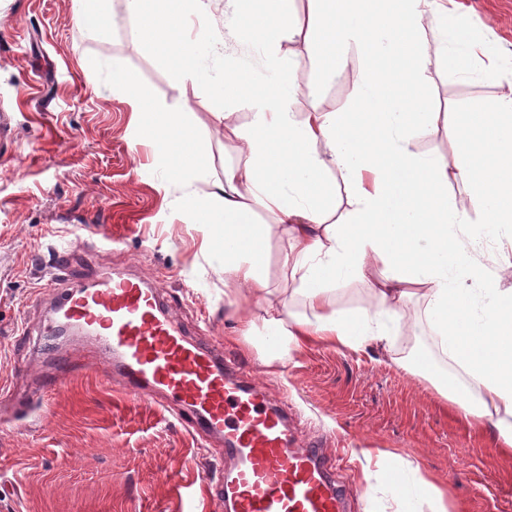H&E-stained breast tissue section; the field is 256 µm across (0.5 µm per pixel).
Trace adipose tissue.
Returning <instances> with one entry per match:
<instances>
[{"mask_svg": "<svg viewBox=\"0 0 512 512\" xmlns=\"http://www.w3.org/2000/svg\"><path fill=\"white\" fill-rule=\"evenodd\" d=\"M240 39L269 50L293 32L291 0H230ZM128 15L154 46L159 66L183 77L205 70L214 42H189L193 22H205L209 0H126ZM435 0H309L306 37L310 57L343 66V45L354 41L365 61V78L354 108L308 113L298 121L288 109L285 65L270 57V77L255 85L247 71L228 67L218 86L225 97L256 103L247 133L237 138L242 166L228 168L203 198L192 197L209 251L220 260L229 304L246 303V324L262 325L265 363L289 358L305 343L363 351L384 347L401 331L426 322L439 352L464 381L432 372L427 358L405 369L430 382L464 420L488 435L497 450L512 452V287H503L476 256L484 238L512 237V96L448 113L458 151L452 160L429 158L410 147L408 131H428L439 118L424 95L416 33L434 13ZM440 26L448 64L465 70L477 54L473 32L444 12ZM113 81L132 106L134 129L159 152L176 179L205 177L210 156L196 128L180 112H164L125 71ZM337 168L356 200L345 219H335ZM468 184L480 222L460 237L469 219L448 195L450 181ZM278 217L260 224L255 206ZM283 237L285 265L298 282L310 313L296 316L287 300L272 301L265 278L268 242ZM367 286L363 308L330 311L332 286ZM424 298L422 317L407 313L412 297ZM363 472L378 469L392 497L409 492L448 512V490L418 467L394 469L379 448L353 453Z\"/></svg>", "mask_w": 512, "mask_h": 512, "instance_id": "obj_1", "label": "adipose tissue"}]
</instances>
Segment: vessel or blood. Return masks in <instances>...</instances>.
<instances>
[{
    "mask_svg": "<svg viewBox=\"0 0 512 512\" xmlns=\"http://www.w3.org/2000/svg\"><path fill=\"white\" fill-rule=\"evenodd\" d=\"M73 249L55 255L61 291L51 309L85 330L95 347L58 359L53 387L110 354L126 394H162L193 433L216 435L235 464L209 487L225 512H343L344 494L322 440L295 443L287 411L247 382L238 359L191 339L147 282L100 272L79 275Z\"/></svg>",
    "mask_w": 512,
    "mask_h": 512,
    "instance_id": "1",
    "label": "vessel or blood"
}]
</instances>
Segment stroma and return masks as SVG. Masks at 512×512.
I'll use <instances>...</instances> for the list:
<instances>
[{
  "label": "stroma",
  "mask_w": 512,
  "mask_h": 512,
  "mask_svg": "<svg viewBox=\"0 0 512 512\" xmlns=\"http://www.w3.org/2000/svg\"><path fill=\"white\" fill-rule=\"evenodd\" d=\"M104 6L113 27L90 41L71 0H0V107L12 114V134L0 140V387L12 389L17 376L51 364L38 334L54 327L53 250L73 245L90 270L137 275L158 288L195 340L222 344L271 401L287 402L298 434H327L347 512H432L425 500L393 501L380 475L363 477L352 460L361 447L387 450L439 477L454 512H512V457L398 363L403 354H426L436 372L453 373L431 329L398 336L386 351L308 345L272 372L243 341L235 310L224 302V274L180 201L187 193L206 196L225 165L239 163L225 125L245 132L252 123L253 105L224 102L212 77L234 66L264 83L267 54L238 38L226 0H211L206 26L222 40V54L208 60L210 78L180 77L155 64L125 0ZM437 6L474 28L489 52L467 71H449L438 24L424 21L429 103L464 110L511 91L512 0ZM291 12L295 31L277 50L292 64L291 112L350 111L364 75L360 54L349 48L346 68L327 72L306 50L308 0H293ZM87 61L98 85L82 75ZM117 64L154 103L195 126L212 157L207 177L167 178L153 145L137 140L132 107L112 85ZM29 326L35 335H26ZM226 466L220 447L163 407L107 385L99 370L37 391L22 411L0 399V512H224L205 485Z\"/></svg>",
  "instance_id": "obj_1"
}]
</instances>
